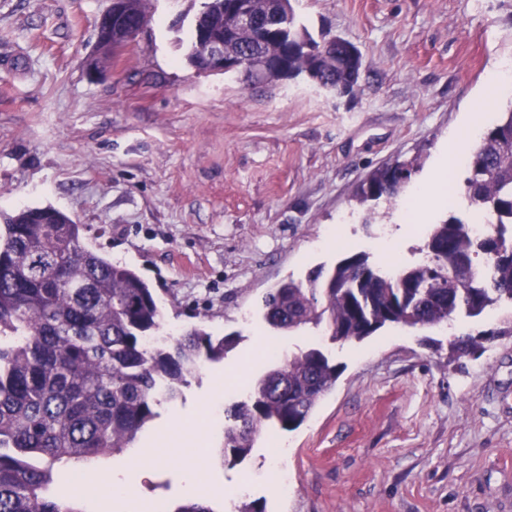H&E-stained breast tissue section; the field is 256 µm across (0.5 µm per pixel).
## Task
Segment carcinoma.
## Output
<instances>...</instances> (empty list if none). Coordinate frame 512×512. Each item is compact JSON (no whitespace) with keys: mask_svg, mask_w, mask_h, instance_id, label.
I'll return each mask as SVG.
<instances>
[{"mask_svg":"<svg viewBox=\"0 0 512 512\" xmlns=\"http://www.w3.org/2000/svg\"><path fill=\"white\" fill-rule=\"evenodd\" d=\"M151 0H126L128 22L148 20ZM248 7L253 25L236 23ZM208 40L227 56L249 54L264 81L304 77L339 96L358 84L363 55L338 36L317 38L291 0H203L195 14ZM195 68L203 43L194 31L179 40ZM420 157L375 169L359 202L394 208ZM453 205L466 204L490 224L475 239L452 214L433 225L425 259L389 273L366 254L332 269L311 271L266 294L264 319L277 331L322 330L334 342L361 341L396 324L442 328L512 305V105L481 135ZM161 327L151 288L130 268L84 243L83 225L51 206L25 207L0 224V512H80L57 500L58 470L135 447L157 416L206 361L234 344L194 328L154 346ZM485 335L453 336L449 359L475 356ZM340 376L319 348L288 356L250 390L249 400L224 409L222 453L243 462L263 430L298 429Z\"/></svg>","mask_w":512,"mask_h":512,"instance_id":"obj_1","label":"carcinoma"}]
</instances>
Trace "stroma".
Masks as SVG:
<instances>
[{
    "label": "stroma",
    "mask_w": 512,
    "mask_h": 512,
    "mask_svg": "<svg viewBox=\"0 0 512 512\" xmlns=\"http://www.w3.org/2000/svg\"><path fill=\"white\" fill-rule=\"evenodd\" d=\"M111 0H0V212L53 206L86 243L135 270L161 308L162 333L202 326L236 338L204 363L140 433L151 456L129 473L142 508L202 501L234 512L216 488L247 482L266 512H512V336L448 364L446 329L387 326L355 343L285 334L262 315L266 292L318 267L368 254L420 261L426 217L353 194L375 169L422 153L405 197L429 184L449 137L473 146L469 119L494 126L512 97L489 76L512 62V0H297L312 32L364 55L354 95L301 79L246 85L202 74L177 49L175 20L199 0H154L106 74L85 59ZM285 354L322 349L342 368L272 461L257 443L225 460L217 407L244 400ZM287 470L281 494L266 473Z\"/></svg>",
    "instance_id": "stroma-1"
}]
</instances>
